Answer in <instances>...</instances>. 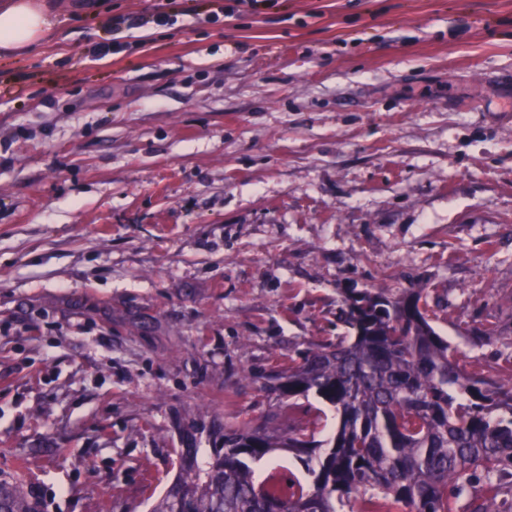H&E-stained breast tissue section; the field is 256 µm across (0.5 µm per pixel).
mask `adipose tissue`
<instances>
[{
	"mask_svg": "<svg viewBox=\"0 0 512 512\" xmlns=\"http://www.w3.org/2000/svg\"><path fill=\"white\" fill-rule=\"evenodd\" d=\"M59 13L52 0H0V53L22 55L42 44Z\"/></svg>",
	"mask_w": 512,
	"mask_h": 512,
	"instance_id": "ef3b65f1",
	"label": "adipose tissue"
}]
</instances>
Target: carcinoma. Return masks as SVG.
Instances as JSON below:
<instances>
[{
  "instance_id": "carcinoma-1",
  "label": "carcinoma",
  "mask_w": 512,
  "mask_h": 512,
  "mask_svg": "<svg viewBox=\"0 0 512 512\" xmlns=\"http://www.w3.org/2000/svg\"><path fill=\"white\" fill-rule=\"evenodd\" d=\"M434 316L425 288L347 292L340 319L352 335L312 345L263 384L279 402L312 393L330 404L336 432L318 440L321 415L285 427L271 413L224 428L207 456L188 440L152 512H341L352 499L358 512H451L466 487L481 499L473 512H500L512 479V370L500 382L463 371ZM278 450L294 454L305 480H256L254 464ZM0 512H39V502L1 478Z\"/></svg>"
}]
</instances>
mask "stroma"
<instances>
[{
    "label": "stroma",
    "instance_id": "obj_1",
    "mask_svg": "<svg viewBox=\"0 0 512 512\" xmlns=\"http://www.w3.org/2000/svg\"><path fill=\"white\" fill-rule=\"evenodd\" d=\"M207 9L98 0L0 57V474L41 512H147L352 288L512 365V0Z\"/></svg>",
    "mask_w": 512,
    "mask_h": 512
}]
</instances>
